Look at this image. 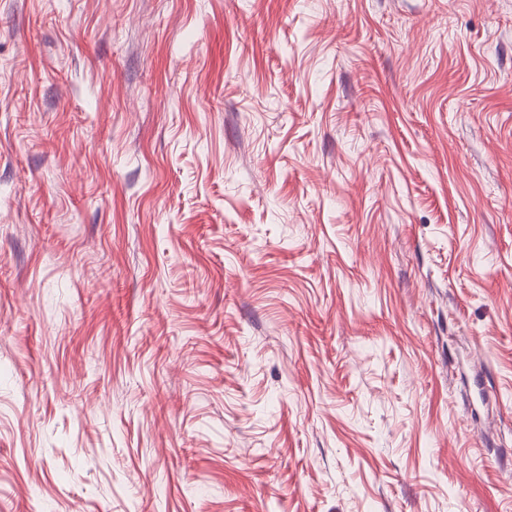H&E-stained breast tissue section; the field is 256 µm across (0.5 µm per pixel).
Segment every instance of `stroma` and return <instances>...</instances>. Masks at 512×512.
I'll use <instances>...</instances> for the list:
<instances>
[{
    "label": "stroma",
    "mask_w": 512,
    "mask_h": 512,
    "mask_svg": "<svg viewBox=\"0 0 512 512\" xmlns=\"http://www.w3.org/2000/svg\"><path fill=\"white\" fill-rule=\"evenodd\" d=\"M0 512H512V0H0Z\"/></svg>",
    "instance_id": "35a3bbf8"
}]
</instances>
